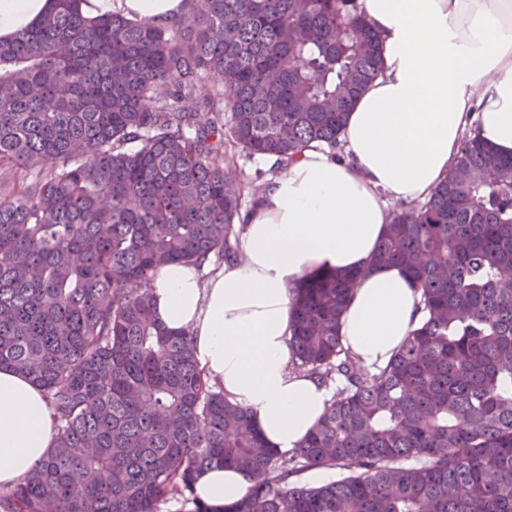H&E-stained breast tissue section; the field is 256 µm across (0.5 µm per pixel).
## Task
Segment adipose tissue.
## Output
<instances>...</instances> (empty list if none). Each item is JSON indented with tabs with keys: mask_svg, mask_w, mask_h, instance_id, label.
<instances>
[{
	"mask_svg": "<svg viewBox=\"0 0 512 512\" xmlns=\"http://www.w3.org/2000/svg\"><path fill=\"white\" fill-rule=\"evenodd\" d=\"M157 22L186 0H92ZM384 67L349 112L342 156L309 147L271 179L245 216L235 256L211 276L158 270L153 316L189 332L198 365L231 402L250 409L267 444L295 451L330 405L335 383L297 369L289 349L295 288L323 274L359 273L342 317L343 345L367 369L385 366L422 319L421 292L400 266H371L389 201H423L454 166L470 123L512 155V0H358ZM55 0H0V37L36 24ZM40 388L0 369V484L27 475L54 446ZM241 471L200 472L195 493L227 512L246 493Z\"/></svg>",
	"mask_w": 512,
	"mask_h": 512,
	"instance_id": "1",
	"label": "adipose tissue"
}]
</instances>
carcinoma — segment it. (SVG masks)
<instances>
[{
	"label": "carcinoma",
	"mask_w": 512,
	"mask_h": 512,
	"mask_svg": "<svg viewBox=\"0 0 512 512\" xmlns=\"http://www.w3.org/2000/svg\"><path fill=\"white\" fill-rule=\"evenodd\" d=\"M80 2L0 39V169L30 173L0 182V368L57 426L0 512H162L217 466L251 481L229 512H512V157L468 138L393 215L372 264L405 268L424 316L386 366L343 345L360 273L295 289L294 365L344 383L282 454L153 318L155 276L236 250L235 152L282 169L313 143L338 154L378 36L357 0H188L171 24ZM315 468L342 477L298 483Z\"/></svg>",
	"instance_id": "cac0c4a2"
}]
</instances>
